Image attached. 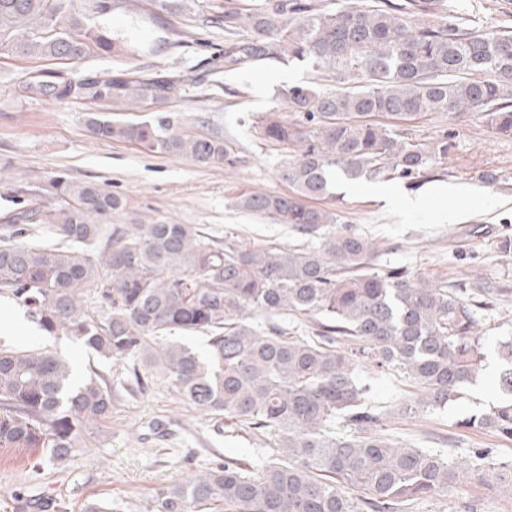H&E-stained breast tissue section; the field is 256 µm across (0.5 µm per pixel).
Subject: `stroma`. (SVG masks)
Listing matches in <instances>:
<instances>
[{
	"label": "stroma",
	"mask_w": 512,
	"mask_h": 512,
	"mask_svg": "<svg viewBox=\"0 0 512 512\" xmlns=\"http://www.w3.org/2000/svg\"><path fill=\"white\" fill-rule=\"evenodd\" d=\"M261 2L176 0L165 11L159 0H130L105 24L130 40L136 55L96 57L62 67L69 76L88 68L181 73L187 78L185 93L165 103V110L189 116L201 134L230 142L231 162L198 165L150 153L134 143L98 139L86 121L88 105L23 97L21 82L46 63L5 51L0 53V187H22L21 205L36 207L47 195L49 178L61 173L129 198L134 211L114 216L117 224L170 220L199 225L207 236L218 239L233 233L259 243L287 245V225L242 213L233 201L252 190L288 189L279 177L284 151L265 141L256 127L261 113L282 109L280 90L295 84L329 88L334 81L332 75L285 59L252 68L212 69L210 60L223 53L228 36L223 28L209 26L208 17L229 4L252 8ZM179 31L185 40L178 45L174 39ZM403 130L419 143L448 138L451 149L444 175L423 182L421 188L460 189V196L451 201L459 211L455 223H441L434 210L394 215L384 199L345 179L337 181L326 205L341 215L343 223L357 226L375 246L380 262L406 266L451 285H494L498 296L479 310L478 331L488 355H495L498 341L512 337V258L500 252L501 241L512 238V136L492 132L477 112L451 118L433 115L404 125ZM487 172L495 175V182L482 181ZM0 343L17 349L51 345L81 377L120 371L68 337L43 336L22 305L5 296L0 297ZM357 373L372 383L375 405L389 408L388 425L403 441L436 449L442 437L454 436L456 444L448 450L454 459L486 442V434L461 428L460 422L477 406L495 402V387L483 395L467 387L463 398L445 409L409 418L394 411L405 389L399 378L365 362ZM184 453L201 466L226 456L255 465L262 462L245 426L227 420L215 425L183 402L161 375L151 373L141 387L117 388L106 433L89 439L67 466L39 464L40 452L34 448H0V512H48V504L60 500L69 502L70 512H81L87 498L140 505L155 488L185 478L187 471L179 460ZM462 503L470 504L472 512H512L511 497L496 494L473 478L427 500L419 512H459Z\"/></svg>",
	"instance_id": "stroma-1"
}]
</instances>
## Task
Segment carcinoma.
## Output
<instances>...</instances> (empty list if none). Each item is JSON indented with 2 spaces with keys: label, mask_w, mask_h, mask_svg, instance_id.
<instances>
[{
  "label": "carcinoma",
  "mask_w": 512,
  "mask_h": 512,
  "mask_svg": "<svg viewBox=\"0 0 512 512\" xmlns=\"http://www.w3.org/2000/svg\"><path fill=\"white\" fill-rule=\"evenodd\" d=\"M122 2L0 0V50L47 61L123 53L129 46L97 24ZM214 23L229 35L250 32L228 42L218 69L287 57L340 83L292 85L281 92L284 111L258 118L262 138L289 152L281 170L289 191L245 192L234 205L288 225L292 243L220 241L172 221L112 225L131 208L127 198L58 175L49 179L53 201L0 219V292L46 335L126 363L136 378L159 372L182 401L243 423L266 449L258 469L226 456L156 488L146 512H412L465 477L497 487L493 448L453 461L392 437L356 364L366 358L401 378V415L448 407L483 370L476 313L494 293L380 264L359 229L311 201L333 196L340 177L411 182L445 170L448 136L417 143L399 121L479 112L493 132L512 135V26L480 30L457 0H382L334 14L316 0H277L227 8ZM20 88L45 102L98 107L87 121L102 140L198 164L231 154L178 113L156 110L136 123L111 116L180 96L175 72L88 68L67 77L44 68ZM90 293L95 310L84 305ZM305 318L312 331L300 336ZM171 330L208 334L206 351L164 338ZM499 357L497 403L460 427L512 441V341ZM114 396L111 379L78 377L47 346L0 345V448H40L41 461L63 466L111 421ZM124 509L82 503V512Z\"/></svg>",
  "instance_id": "cac0c4a2"
}]
</instances>
